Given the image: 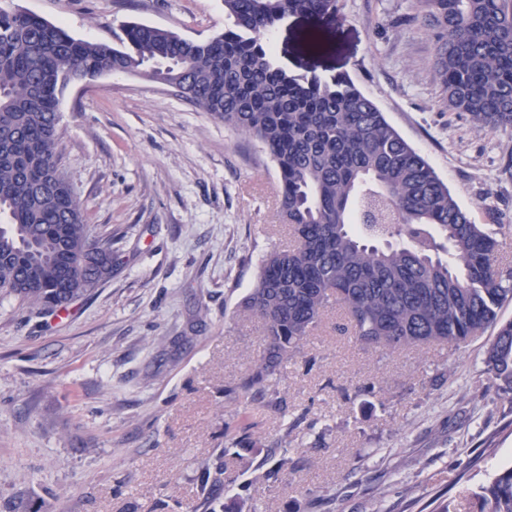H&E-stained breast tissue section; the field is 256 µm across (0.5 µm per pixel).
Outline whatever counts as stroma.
Returning a JSON list of instances; mask_svg holds the SVG:
<instances>
[{"label":"stroma","instance_id":"35a3bbf8","mask_svg":"<svg viewBox=\"0 0 512 512\" xmlns=\"http://www.w3.org/2000/svg\"><path fill=\"white\" fill-rule=\"evenodd\" d=\"M318 47L291 17L278 64L343 73L428 161L457 203L495 232L512 269V126L481 129L440 103L437 29L416 0H338ZM75 37L118 44L142 22L195 41L227 27L223 0H0ZM57 150L90 224L112 242V275L69 314L0 300V512H163L195 506L223 455L218 502L243 512H470L512 465V399L489 388L485 329L457 347L367 349L329 310L278 389L287 417L225 397L259 352L235 316L260 256L291 242L276 220L278 171L252 137L167 87L112 72L60 100ZM246 427L242 465L224 425ZM291 476L271 480L268 449Z\"/></svg>","mask_w":512,"mask_h":512}]
</instances>
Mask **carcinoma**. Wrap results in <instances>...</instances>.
Returning a JSON list of instances; mask_svg holds the SVG:
<instances>
[{"mask_svg": "<svg viewBox=\"0 0 512 512\" xmlns=\"http://www.w3.org/2000/svg\"><path fill=\"white\" fill-rule=\"evenodd\" d=\"M439 29L434 72L445 107L482 128L512 125V6L508 0H418ZM337 0H224L232 25L194 41L131 23L117 45L72 36L38 16L0 9V296L51 313L100 285L94 235L57 151L60 97L106 68L176 83L224 127L255 138L279 175L280 223L293 244L259 260L238 314L260 327V355L226 395L287 416L277 386L328 308L339 305L362 345L393 352L459 346L496 328L485 371L512 396V269L493 265L494 233L474 223L425 158L344 74L327 82L275 66L272 29L290 16L320 27ZM292 470L288 449L267 478ZM228 482L224 461L203 466L208 487ZM471 512H512V467L474 495Z\"/></svg>", "mask_w": 512, "mask_h": 512, "instance_id": "1", "label": "carcinoma"}]
</instances>
